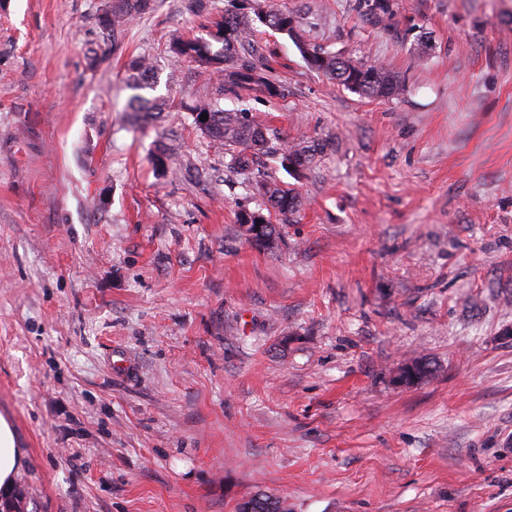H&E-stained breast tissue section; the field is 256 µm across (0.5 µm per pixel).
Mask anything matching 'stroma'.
<instances>
[{"instance_id":"1","label":"stroma","mask_w":512,"mask_h":512,"mask_svg":"<svg viewBox=\"0 0 512 512\" xmlns=\"http://www.w3.org/2000/svg\"><path fill=\"white\" fill-rule=\"evenodd\" d=\"M261 0L302 40L381 64L361 96L294 41L256 40L280 87L235 98L176 61L186 0L118 37L103 0H0V414L22 512H512V0ZM218 100L273 147H315L277 248L265 210L186 112ZM170 157L156 174L157 148ZM435 371L396 383L405 361ZM128 87L136 91L129 99L132 112H172L183 106L173 100L160 96H149L141 91H154L156 77L153 66L146 57H137L128 63ZM249 509V510H246ZM239 512H285L284 503L278 499L266 494H255L247 501L240 503Z\"/></svg>"}]
</instances>
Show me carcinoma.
<instances>
[{"instance_id": "1", "label": "carcinoma", "mask_w": 512, "mask_h": 512, "mask_svg": "<svg viewBox=\"0 0 512 512\" xmlns=\"http://www.w3.org/2000/svg\"><path fill=\"white\" fill-rule=\"evenodd\" d=\"M155 9V0H107L98 15L99 26L117 34L130 20L148 14ZM285 34L295 40L307 65L344 88L370 98H391L403 90L402 83L391 71L382 65H367L352 59L337 57L321 48L297 38V16L278 8H263L258 5L245 11L241 5L224 15L216 33L189 36L170 41L169 52L177 59L194 63L204 71L227 82L228 88L237 93L252 86H262L274 96L277 88L266 73V65L256 51H245L252 42L257 25ZM220 48H215V45ZM128 87L134 91L129 99L133 112H172L178 109L174 101L160 96H149L147 90H154L156 80L149 59L137 57L128 63ZM193 114L194 124L214 147L231 156V163L244 172L253 171L254 159L267 151L268 129L263 123L246 112L227 110L208 99H198L186 107ZM208 120H200V115ZM282 166L299 172L308 163L310 155L301 149L285 147L278 153ZM254 189L267 200L273 214L257 212V218L250 221L241 206L236 213L238 224H265L269 232L280 233L279 226L272 222V215L288 219L298 212L300 201L295 189L274 181L255 176ZM433 374L431 363L422 358L412 362L409 376L419 382ZM238 512H286L284 503L266 494H255L241 503Z\"/></svg>"}]
</instances>
